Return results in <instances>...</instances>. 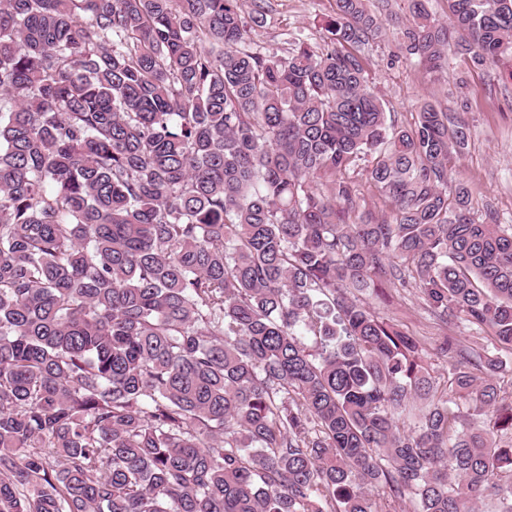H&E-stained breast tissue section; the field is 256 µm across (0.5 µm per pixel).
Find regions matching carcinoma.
<instances>
[{"mask_svg": "<svg viewBox=\"0 0 512 512\" xmlns=\"http://www.w3.org/2000/svg\"><path fill=\"white\" fill-rule=\"evenodd\" d=\"M428 2L405 60L512 56V0ZM335 6L278 53L266 0H0V512H512V392L456 332L512 350V225L448 191L456 115L388 121L371 0ZM409 285L446 401L359 298Z\"/></svg>", "mask_w": 512, "mask_h": 512, "instance_id": "obj_1", "label": "carcinoma"}]
</instances>
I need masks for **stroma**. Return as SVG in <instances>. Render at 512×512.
<instances>
[{
	"mask_svg": "<svg viewBox=\"0 0 512 512\" xmlns=\"http://www.w3.org/2000/svg\"><path fill=\"white\" fill-rule=\"evenodd\" d=\"M267 23L254 39L269 48H283L297 34L320 38L335 0H267ZM406 0H385L381 9L385 34L362 51L371 61L370 84L381 95L395 123H411L421 103L429 101L455 113L470 129L468 147L452 158L450 178L463 179L476 209L494 205L501 221L512 225V58L477 69L466 60H453L447 72L433 75L400 56V25ZM362 299L402 331L426 344L425 362L440 394H447L451 367L435 349L442 334L416 289L393 291L384 301L372 294Z\"/></svg>",
	"mask_w": 512,
	"mask_h": 512,
	"instance_id": "stroma-1",
	"label": "stroma"
}]
</instances>
